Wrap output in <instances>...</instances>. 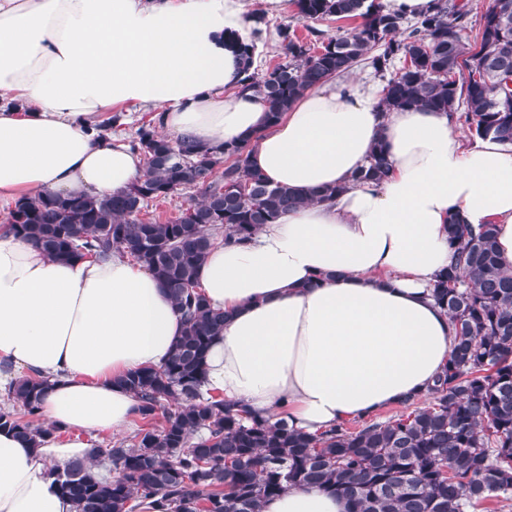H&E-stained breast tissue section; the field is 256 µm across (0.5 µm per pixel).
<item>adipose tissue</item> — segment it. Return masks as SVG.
Instances as JSON below:
<instances>
[{"label":"adipose tissue","mask_w":512,"mask_h":512,"mask_svg":"<svg viewBox=\"0 0 512 512\" xmlns=\"http://www.w3.org/2000/svg\"><path fill=\"white\" fill-rule=\"evenodd\" d=\"M252 33L247 0H0V207L142 178L141 156L94 130L106 112L154 111L169 139L217 151L255 134L250 158L272 184L340 192L208 253L200 286L228 317L204 393L309 432L425 400L453 344L431 296L452 262L451 216L495 225L512 269V144L467 139L442 112H383L380 88L357 78L304 92L268 126L260 96L238 90ZM380 139L389 178L354 182ZM182 332L145 267L117 252L57 260L1 225L0 390L48 377L37 415L51 433L33 446L0 429V512H75L50 467L133 428L140 402L120 378L164 364ZM263 512L346 505L291 488Z\"/></svg>","instance_id":"ef3b65f1"}]
</instances>
